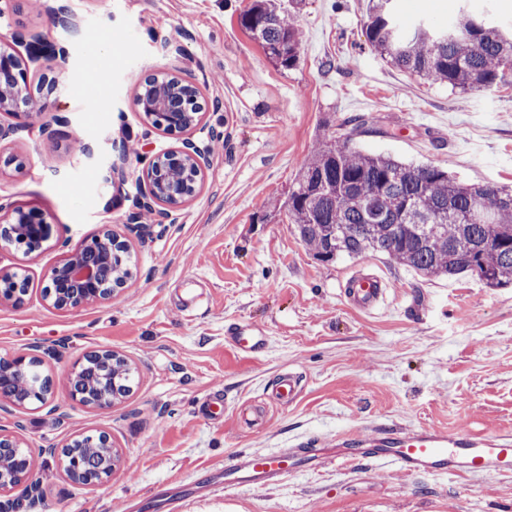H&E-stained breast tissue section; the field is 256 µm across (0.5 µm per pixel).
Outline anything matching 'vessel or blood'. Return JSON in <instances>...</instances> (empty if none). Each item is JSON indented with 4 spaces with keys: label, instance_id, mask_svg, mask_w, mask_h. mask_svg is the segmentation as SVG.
Instances as JSON below:
<instances>
[{
    "label": "vessel or blood",
    "instance_id": "b4317fda",
    "mask_svg": "<svg viewBox=\"0 0 512 512\" xmlns=\"http://www.w3.org/2000/svg\"><path fill=\"white\" fill-rule=\"evenodd\" d=\"M387 288L385 276L372 269L353 273L341 294L356 311L371 315L386 303ZM224 335L226 342L244 355L263 351L268 339L264 327L245 322L229 325ZM273 392L278 400L295 401L299 395L297 376L291 372L280 374ZM336 446L338 451L332 457L310 439L291 442L275 451L240 450L225 463L223 480L198 484L197 490L214 495L233 489L265 488L292 473L320 469L334 457L393 462L410 476L451 474L494 480L512 474L511 433L479 436L428 424L377 425L364 434L339 435Z\"/></svg>",
    "mask_w": 512,
    "mask_h": 512
}]
</instances>
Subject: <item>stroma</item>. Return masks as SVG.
Listing matches in <instances>:
<instances>
[{
    "mask_svg": "<svg viewBox=\"0 0 512 512\" xmlns=\"http://www.w3.org/2000/svg\"><path fill=\"white\" fill-rule=\"evenodd\" d=\"M252 0H12L0 43L20 36L66 46L51 107L0 144V197L42 212L51 237L32 254L0 249V267L29 279L23 305L0 306V357L38 348L54 390L38 409L0 408L34 458L40 498L27 512H156L150 488L213 479L242 449L296 438L334 453L336 437L373 424L512 432V288L471 277L422 278L386 256L316 260L278 206L313 143L350 135L369 154L448 168L466 184L512 186V86L460 93L391 65L373 50L370 0H281L300 59L274 65L240 25ZM512 26V0H392L405 26L440 27L459 9ZM79 26L65 27V17ZM195 84L205 105L192 136L210 155L197 195L171 217L140 221L151 161L180 133L154 128L132 101L153 75ZM368 118L355 128V116ZM139 145L127 148L128 141ZM24 162L8 165V156ZM114 162L111 181L103 167ZM125 240L131 277L111 302L56 310L43 270L103 225ZM384 268L386 308L368 317L340 297L353 270ZM233 322L268 331L257 355L224 339ZM131 362L129 393L93 410L68 397L85 352ZM298 374L293 403L270 390ZM223 388L220 417L201 406ZM85 431L111 435L121 459L98 487L74 483L50 449ZM183 512H512V475L412 478L393 465L334 461L281 486L187 503Z\"/></svg>",
    "mask_w": 512,
    "mask_h": 512,
    "instance_id": "1",
    "label": "stroma"
}]
</instances>
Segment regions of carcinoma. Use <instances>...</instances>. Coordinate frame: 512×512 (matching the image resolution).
<instances>
[{
    "label": "carcinoma",
    "mask_w": 512,
    "mask_h": 512,
    "mask_svg": "<svg viewBox=\"0 0 512 512\" xmlns=\"http://www.w3.org/2000/svg\"><path fill=\"white\" fill-rule=\"evenodd\" d=\"M377 0L364 23L368 44L393 65L462 93L512 85V38L470 14L445 29L397 24ZM242 27L285 68L299 57L294 19L258 0ZM350 138L317 143L282 203L300 241L320 261L381 254L427 278L470 275L512 287V187L473 186L441 167L362 153Z\"/></svg>",
    "instance_id": "cac0c4a2"
}]
</instances>
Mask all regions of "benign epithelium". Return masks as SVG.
Listing matches in <instances>:
<instances>
[{
	"label": "benign epithelium",
	"mask_w": 512,
	"mask_h": 512,
	"mask_svg": "<svg viewBox=\"0 0 512 512\" xmlns=\"http://www.w3.org/2000/svg\"><path fill=\"white\" fill-rule=\"evenodd\" d=\"M65 46L40 39L27 44L26 57L22 58L6 47L0 46V112L3 114L32 118L42 114L46 103L37 99L27 83L31 64L62 59L66 56ZM200 91L192 83L178 79V85L168 86L158 81L153 91L136 92L133 98L135 111L140 112L151 124L164 131L186 133L199 123L197 110ZM209 164L207 149L190 138H185L152 162L148 169V187L143 193L140 206L150 209L156 203L174 211L193 198L200 188L203 169ZM50 237V225L35 208H24L10 202L0 201V248L7 246L22 249L31 254L39 250ZM127 249L120 236L108 226L98 236L87 240L66 252L56 263L44 270L42 299L57 310H72L80 307L102 304L112 300L116 290L125 286L127 278L117 276L112 267V255ZM28 293V277L12 269L0 268V305L18 307L24 303ZM37 356L18 355L12 358L0 357V403L5 401L16 408L43 405L49 392L36 384L19 386L16 375L28 360ZM119 365L132 369L129 361L112 350H97L84 354L67 374L69 397L77 404L95 409H109L115 397L105 387L90 389L85 385L83 372L97 362ZM99 443L101 448L112 447V438L105 432H83L60 450L54 451L58 466L69 479L84 476L81 464L73 449L84 443ZM0 453H6L15 467L0 466V497L11 495L17 488L19 470H28L33 459L22 440L14 434L0 431ZM120 461L118 451H112L109 466L98 471L88 481L96 487L112 478Z\"/></svg>",
	"instance_id": "1"
}]
</instances>
